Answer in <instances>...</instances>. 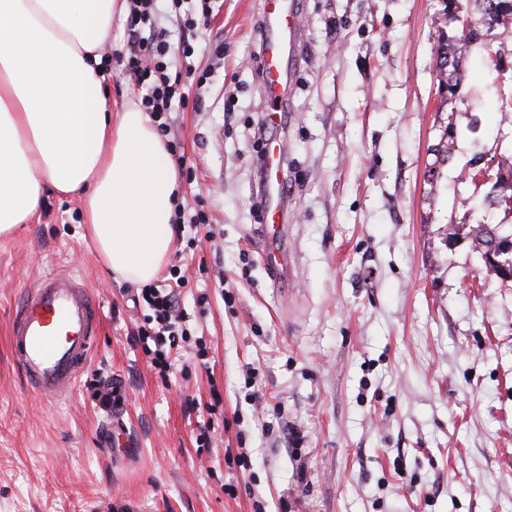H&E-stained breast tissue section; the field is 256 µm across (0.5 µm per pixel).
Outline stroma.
I'll list each match as a JSON object with an SVG mask.
<instances>
[{"label":"stroma","mask_w":512,"mask_h":512,"mask_svg":"<svg viewBox=\"0 0 512 512\" xmlns=\"http://www.w3.org/2000/svg\"><path fill=\"white\" fill-rule=\"evenodd\" d=\"M442 0H299L306 53L283 130L291 277L268 274L251 204L254 56L262 0H223L193 63L200 110L169 113L178 227L161 273L190 330L150 364L134 286L83 240L80 205L45 191L40 218L0 238V512H512V279L474 244L473 166L512 160L505 70L469 48L439 95ZM453 141L450 158L442 146ZM81 272L101 318L74 396L47 403L14 367L8 323L44 272ZM205 358H195L197 347ZM126 384L132 460L102 451L91 390Z\"/></svg>","instance_id":"35a3bbf8"}]
</instances>
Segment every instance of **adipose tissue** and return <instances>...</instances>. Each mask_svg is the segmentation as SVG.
Masks as SVG:
<instances>
[{
    "mask_svg": "<svg viewBox=\"0 0 512 512\" xmlns=\"http://www.w3.org/2000/svg\"><path fill=\"white\" fill-rule=\"evenodd\" d=\"M126 0H0V237L76 198L100 263L145 285L175 248L179 176L147 113L113 110L105 47Z\"/></svg>",
    "mask_w": 512,
    "mask_h": 512,
    "instance_id": "ef3b65f1",
    "label": "adipose tissue"
}]
</instances>
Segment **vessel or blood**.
<instances>
[{
  "label": "vessel or blood",
  "instance_id": "vessel-or-blood-1",
  "mask_svg": "<svg viewBox=\"0 0 512 512\" xmlns=\"http://www.w3.org/2000/svg\"><path fill=\"white\" fill-rule=\"evenodd\" d=\"M263 23L258 31L260 74L272 106L264 122L279 126L284 120L281 101L287 76L305 53L300 19L293 0H262ZM285 148L277 141L263 148L266 172L260 219L270 246L265 267L271 274L284 268L276 242L284 229L281 200L285 191L282 169ZM100 330V318L82 275L67 271L45 274L28 289L9 326L12 359L26 385L43 398L59 401L80 390ZM124 383L116 377L99 381L96 403L106 417L123 409Z\"/></svg>",
  "mask_w": 512,
  "mask_h": 512
}]
</instances>
